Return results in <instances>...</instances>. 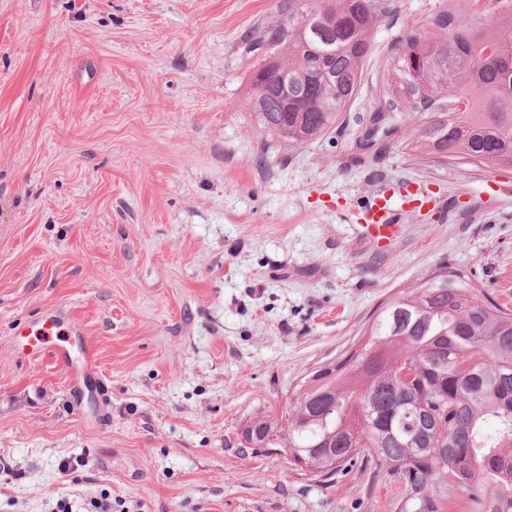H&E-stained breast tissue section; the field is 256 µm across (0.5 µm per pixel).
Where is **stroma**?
I'll list each match as a JSON object with an SVG mask.
<instances>
[{
  "instance_id": "1",
  "label": "stroma",
  "mask_w": 512,
  "mask_h": 512,
  "mask_svg": "<svg viewBox=\"0 0 512 512\" xmlns=\"http://www.w3.org/2000/svg\"><path fill=\"white\" fill-rule=\"evenodd\" d=\"M288 0H0V512H405L356 463L322 483L242 447L243 424L336 361L377 306L443 263L512 310V170L420 162L416 112L388 103L398 43L487 0H389L359 91L302 145L247 105ZM391 134L376 160L371 113ZM432 198L362 238L381 188ZM53 310L98 366L81 398L52 352L12 339ZM68 473H61L62 464Z\"/></svg>"
}]
</instances>
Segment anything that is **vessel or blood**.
Listing matches in <instances>:
<instances>
[{
    "instance_id": "obj_1",
    "label": "vessel or blood",
    "mask_w": 512,
    "mask_h": 512,
    "mask_svg": "<svg viewBox=\"0 0 512 512\" xmlns=\"http://www.w3.org/2000/svg\"><path fill=\"white\" fill-rule=\"evenodd\" d=\"M428 202L425 194L418 191H405L400 197L393 198L379 193L369 199L361 208L360 224L363 236L372 242L384 244L399 236L401 227L394 221L395 211H413L422 208ZM15 335L25 339L31 355L43 353L53 338L63 336L64 330L57 316L44 313L31 322L18 325ZM57 363L68 373L72 391H80L86 381L92 377L94 367L90 351L81 356H73L69 346L60 345L54 350Z\"/></svg>"
}]
</instances>
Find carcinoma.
I'll return each instance as SVG.
<instances>
[{
  "label": "carcinoma",
  "mask_w": 512,
  "mask_h": 512,
  "mask_svg": "<svg viewBox=\"0 0 512 512\" xmlns=\"http://www.w3.org/2000/svg\"><path fill=\"white\" fill-rule=\"evenodd\" d=\"M323 2L288 0V27L245 36L256 50L277 48L255 68L248 98L263 73L291 87L288 103L269 96L256 115L297 144L329 132L347 110L386 9L385 0H330L327 47L312 33ZM441 17L445 25L405 35L394 63L391 93L430 115L410 149L512 168V9L496 15L492 34ZM412 90L466 111L432 113ZM364 335L336 368L303 381L281 413L246 423L243 446L286 448L289 464L323 479L355 460L386 467L417 512H442L433 489L450 483L465 490L469 512H512V313L444 264L381 306Z\"/></svg>",
  "instance_id": "cac0c4a2"
}]
</instances>
